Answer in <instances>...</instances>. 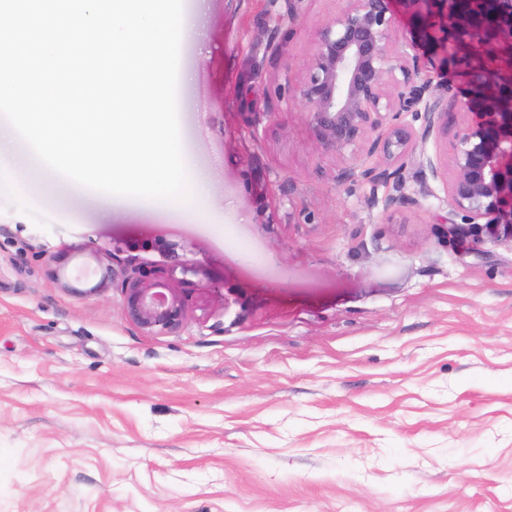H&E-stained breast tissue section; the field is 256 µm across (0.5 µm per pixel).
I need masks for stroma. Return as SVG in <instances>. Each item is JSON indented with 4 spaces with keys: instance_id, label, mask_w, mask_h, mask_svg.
Masks as SVG:
<instances>
[{
    "instance_id": "1",
    "label": "stroma",
    "mask_w": 512,
    "mask_h": 512,
    "mask_svg": "<svg viewBox=\"0 0 512 512\" xmlns=\"http://www.w3.org/2000/svg\"><path fill=\"white\" fill-rule=\"evenodd\" d=\"M340 6L302 0L291 32L205 0L177 87L182 148L215 163L195 214L0 177V512H512V234L438 223L415 165L433 194L389 221L336 187L289 90ZM428 72L456 129L466 81ZM101 257L195 263L192 317L144 335Z\"/></svg>"
}]
</instances>
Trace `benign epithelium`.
Here are the masks:
<instances>
[{
	"label": "benign epithelium",
	"mask_w": 512,
	"mask_h": 512,
	"mask_svg": "<svg viewBox=\"0 0 512 512\" xmlns=\"http://www.w3.org/2000/svg\"><path fill=\"white\" fill-rule=\"evenodd\" d=\"M278 25L298 23L285 0ZM315 31V48L294 90L316 145L336 157V186L364 185L386 219L433 195L407 187L411 163L430 171L469 231L512 229V0H343ZM414 21L398 28L395 15ZM438 46L469 86L452 144L448 94L427 74L425 44ZM434 140L429 155L421 146ZM190 282L137 268L120 283L126 319L147 335L180 330L191 316Z\"/></svg>",
	"instance_id": "1"
}]
</instances>
